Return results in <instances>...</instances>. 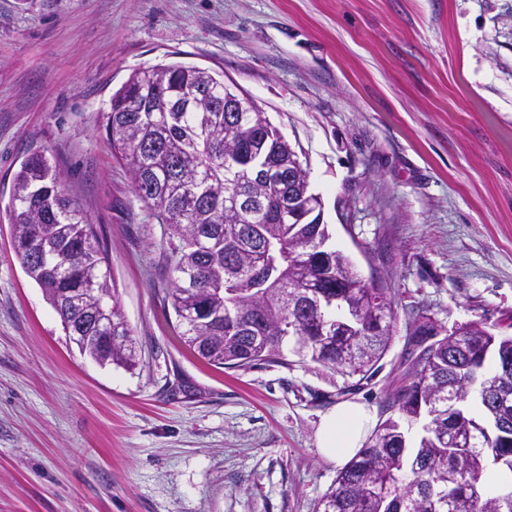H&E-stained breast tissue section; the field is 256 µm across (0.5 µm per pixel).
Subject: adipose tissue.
<instances>
[{
	"label": "adipose tissue",
	"instance_id": "adipose-tissue-1",
	"mask_svg": "<svg viewBox=\"0 0 512 512\" xmlns=\"http://www.w3.org/2000/svg\"><path fill=\"white\" fill-rule=\"evenodd\" d=\"M375 420L369 409L358 404H341L321 419L317 433L319 453L336 463H344L358 451Z\"/></svg>",
	"mask_w": 512,
	"mask_h": 512
}]
</instances>
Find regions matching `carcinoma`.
Returning <instances> with one entry per match:
<instances>
[{
    "label": "carcinoma",
    "instance_id": "1",
    "mask_svg": "<svg viewBox=\"0 0 512 512\" xmlns=\"http://www.w3.org/2000/svg\"><path fill=\"white\" fill-rule=\"evenodd\" d=\"M195 67L154 65L135 71L112 97L107 137L131 174L134 190L158 223L169 230L166 263L172 288L167 298L181 336L196 347L198 329L184 316L199 300L211 317L207 349L199 356L214 366L240 368L274 362L288 336L307 337L302 355L343 378L351 386L369 380L378 370L391 339V299L376 297V289L357 287L358 274L342 252L315 243L302 224L282 220L281 203L288 192L308 183L299 166L291 184L265 188L266 208L242 214L235 198L246 191L244 173L228 148L246 134L270 127L258 107L233 113L206 112L224 105V80L211 74L207 100L183 91L195 80ZM280 145L270 163L295 165L299 157ZM10 213L17 256L25 273L55 305L70 288H84L93 272L111 280L108 255L79 203L42 154L28 156L13 179ZM275 264V275L262 285L260 297L250 292L253 271ZM324 296L347 302L369 296L356 323L342 336L323 343L319 328L291 307V297L304 283ZM112 307V349L102 354L110 365L133 369L136 341L122 313L116 285H106ZM262 308L263 320L250 327L232 324L229 312ZM442 329L426 318L410 336L416 350L411 382L394 399L398 418L386 419L372 443L360 449L336 476L321 498L317 512H512V482L487 490L485 474L493 468L512 476V424L491 426L474 447L452 448L439 431L464 427L472 421L508 415L512 421V370L500 365L512 354V337L501 339L479 323L439 337ZM269 337L266 350L248 353L250 337ZM452 396L461 406L448 418V408L433 405L431 393ZM427 422L414 447L395 446L393 434Z\"/></svg>",
    "mask_w": 512,
    "mask_h": 512
}]
</instances>
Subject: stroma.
<instances>
[{
    "instance_id": "obj_1",
    "label": "stroma",
    "mask_w": 512,
    "mask_h": 512,
    "mask_svg": "<svg viewBox=\"0 0 512 512\" xmlns=\"http://www.w3.org/2000/svg\"><path fill=\"white\" fill-rule=\"evenodd\" d=\"M181 62L249 93L309 171L330 248L390 290L370 381L282 346L209 364L180 336L165 225L112 154L113 93ZM44 150L108 251L141 355L99 366L25 273L5 213ZM512 336V0H0V512H314L322 416L394 415L420 317Z\"/></svg>"
}]
</instances>
